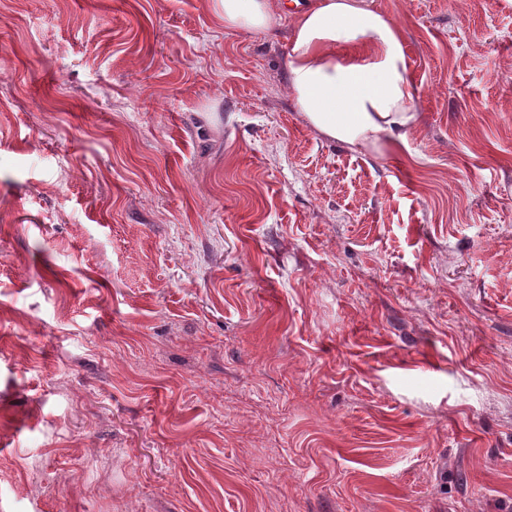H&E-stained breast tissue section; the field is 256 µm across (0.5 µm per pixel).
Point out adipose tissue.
I'll return each instance as SVG.
<instances>
[{
	"mask_svg": "<svg viewBox=\"0 0 512 512\" xmlns=\"http://www.w3.org/2000/svg\"><path fill=\"white\" fill-rule=\"evenodd\" d=\"M225 29L286 30L288 88L324 137L359 150L405 143L420 120L400 30L367 0H220ZM349 46L346 55L337 54Z\"/></svg>",
	"mask_w": 512,
	"mask_h": 512,
	"instance_id": "ef3b65f1",
	"label": "adipose tissue"
}]
</instances>
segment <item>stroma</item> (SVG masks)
Segmentation results:
<instances>
[{
    "label": "stroma",
    "mask_w": 512,
    "mask_h": 512,
    "mask_svg": "<svg viewBox=\"0 0 512 512\" xmlns=\"http://www.w3.org/2000/svg\"><path fill=\"white\" fill-rule=\"evenodd\" d=\"M358 152L218 0H0V512H512V0H372Z\"/></svg>",
    "instance_id": "obj_1"
}]
</instances>
